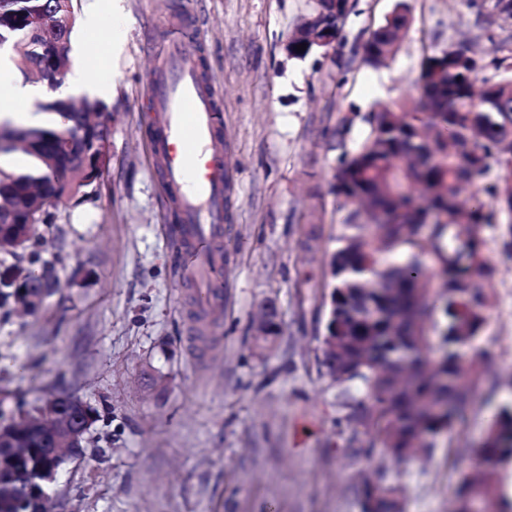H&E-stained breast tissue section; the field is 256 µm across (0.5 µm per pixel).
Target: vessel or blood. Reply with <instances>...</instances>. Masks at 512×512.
<instances>
[{
  "instance_id": "vessel-or-blood-1",
  "label": "vessel or blood",
  "mask_w": 512,
  "mask_h": 512,
  "mask_svg": "<svg viewBox=\"0 0 512 512\" xmlns=\"http://www.w3.org/2000/svg\"><path fill=\"white\" fill-rule=\"evenodd\" d=\"M168 74L153 84L161 113L153 151L178 203L179 277L193 288L198 314H208L224 279V210L228 169L214 101L201 79L197 42L186 30L165 31Z\"/></svg>"
}]
</instances>
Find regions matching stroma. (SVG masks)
I'll return each instance as SVG.
<instances>
[{"mask_svg": "<svg viewBox=\"0 0 512 512\" xmlns=\"http://www.w3.org/2000/svg\"><path fill=\"white\" fill-rule=\"evenodd\" d=\"M396 2L354 0L334 46L302 58L284 46L312 0H124L120 21L107 11L97 30L76 24L74 65L99 60L108 171L48 207L35 247L0 249V272L35 259L59 284L36 311L0 316V407L32 412L64 390L99 413L83 459L52 488L54 512H361L367 477L402 486L403 512H449L493 406L512 400V260L489 251L490 320L474 347L495 359L453 439L400 463L353 454L322 365L347 213L335 175L367 136L366 113L417 102L424 56L460 39L490 51L512 24L491 21L490 0H405L410 28L394 57L366 67L364 45ZM175 23L197 39L230 168L224 285L202 333L152 155L148 86L165 74L157 38ZM315 221L322 240L308 253ZM269 302L279 328L262 349Z\"/></svg>", "mask_w": 512, "mask_h": 512, "instance_id": "35a3bbf8", "label": "stroma"}]
</instances>
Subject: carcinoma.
I'll return each instance as SVG.
<instances>
[{
    "label": "carcinoma",
    "instance_id": "obj_1",
    "mask_svg": "<svg viewBox=\"0 0 512 512\" xmlns=\"http://www.w3.org/2000/svg\"><path fill=\"white\" fill-rule=\"evenodd\" d=\"M47 12L44 0H0V36L20 43L34 33ZM408 8L371 33L363 62L386 64L407 30ZM486 61L473 44L448 43L425 57L416 80L419 103L389 106L363 116L369 132L355 154L336 172V195L353 205L332 262L336 280L330 315L337 335L359 366L353 377L361 395L341 392L347 421L364 428L371 446L393 460L407 449L426 453L441 436H453L465 407L483 381L482 350L467 358L489 321L486 288L494 266L486 254V226H499L497 246L512 259V63ZM482 78L487 95L473 99ZM29 162L3 170L17 186H42L53 195L78 194L87 187L79 175L82 148L68 165L53 167L45 151L25 152ZM404 248L400 260L381 265V256ZM443 278L431 288L432 271ZM14 437L30 448L24 458L0 453V493L16 512H50L49 499L36 500L39 470L50 459L39 437L20 428ZM512 456V407H501L485 431L472 481L458 486L455 500L488 501L498 490V465ZM361 512H402V489L367 482Z\"/></svg>",
    "mask_w": 512,
    "mask_h": 512
}]
</instances>
